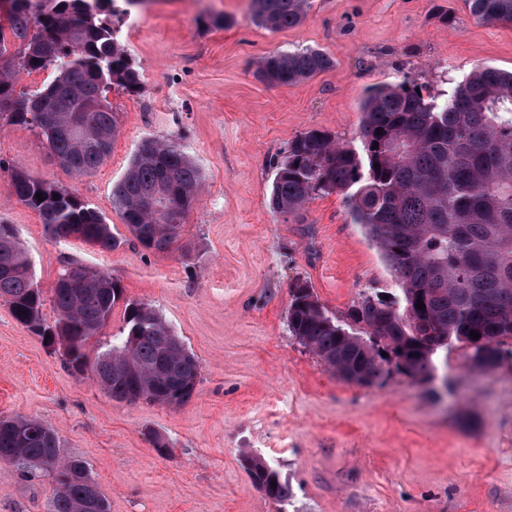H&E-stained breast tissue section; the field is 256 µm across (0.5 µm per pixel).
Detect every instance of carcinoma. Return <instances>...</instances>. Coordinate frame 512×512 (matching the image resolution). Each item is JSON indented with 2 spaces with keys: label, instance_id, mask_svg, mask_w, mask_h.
I'll return each mask as SVG.
<instances>
[{
  "label": "carcinoma",
  "instance_id": "obj_1",
  "mask_svg": "<svg viewBox=\"0 0 512 512\" xmlns=\"http://www.w3.org/2000/svg\"><path fill=\"white\" fill-rule=\"evenodd\" d=\"M144 0H6L0 11V119L34 128L62 167L93 173L112 149L118 126L107 94L141 87L139 70L120 45L113 19ZM486 23L512 22V0H467ZM310 0H252L251 17L269 30L301 25ZM20 42L19 53L9 51ZM334 65L327 53L305 48L274 51L258 67L266 82L289 86ZM49 70L52 81L31 96L14 95V76ZM405 75L371 87L362 103L359 148L329 132L310 130L276 163L270 206L297 216L315 197L340 192L353 223L394 272L400 296L365 294L339 320L303 280L290 288L288 330L347 382L372 385L391 371L428 382L440 354L455 344L470 350L471 366L498 368L512 350V72L477 67L445 98L417 92ZM48 111L49 118L38 115ZM382 134H377V129ZM378 148H373V143ZM202 174L176 144L146 140L112 187L122 223L157 253L191 250L181 221L197 200ZM10 188L38 211L55 240L76 239L112 251L120 240L105 218L75 192L15 169ZM159 192L154 218L146 197ZM42 194L38 201L36 194ZM58 199H53V196ZM51 301L57 318L43 317L45 298L15 229L0 222V302L14 318L58 348L76 374L92 375L113 399L183 405L192 397L199 364L185 342L151 306L125 297L119 279L91 268L68 267ZM423 309L416 308L417 303ZM119 303L123 327L89 359ZM480 334L476 340L470 332ZM47 469L56 484L51 512H110L84 461L66 457L59 436L23 416L0 417V461ZM254 485L269 498L292 497L287 481L265 461L243 456ZM276 486H271V483Z\"/></svg>",
  "mask_w": 512,
  "mask_h": 512
}]
</instances>
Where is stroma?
Instances as JSON below:
<instances>
[{"label":"stroma","instance_id":"obj_1","mask_svg":"<svg viewBox=\"0 0 512 512\" xmlns=\"http://www.w3.org/2000/svg\"><path fill=\"white\" fill-rule=\"evenodd\" d=\"M311 2L304 23L279 31L251 22L248 0H148L122 17L141 87L108 93L119 134L91 175L68 174L33 128L0 120V222L16 229L44 297L68 266L108 272L199 363L185 405L118 402L0 303V416L55 430L110 512H512V367L473 368L458 345L444 393L396 372L370 386L341 380L289 333L291 284L307 281L343 319L364 294L399 296L397 280L342 194L297 216L269 205L297 135L356 144L367 89L406 74L442 94L478 65L512 71V25L478 21L464 0ZM306 47L333 67L290 86L259 79L263 56ZM148 139L173 141L202 173L182 220L189 256L143 248L116 212L112 186ZM15 169L76 191L121 245L51 239L12 195ZM247 453L291 483L288 503L253 485ZM54 490L48 473L0 461V512H51Z\"/></svg>","mask_w":512,"mask_h":512}]
</instances>
